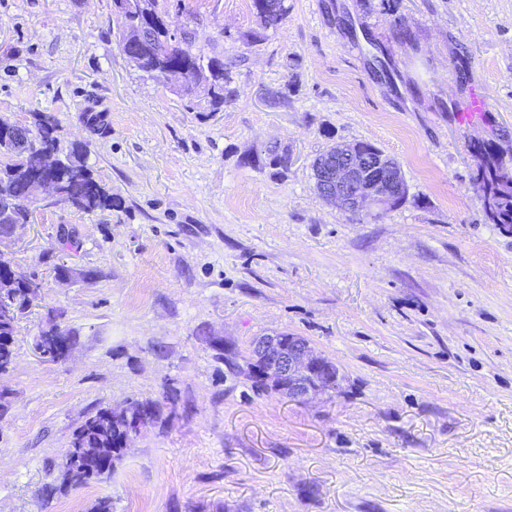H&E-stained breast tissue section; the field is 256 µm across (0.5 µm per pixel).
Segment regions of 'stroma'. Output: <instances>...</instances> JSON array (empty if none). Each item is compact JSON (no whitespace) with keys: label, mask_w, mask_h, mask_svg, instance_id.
<instances>
[{"label":"stroma","mask_w":512,"mask_h":512,"mask_svg":"<svg viewBox=\"0 0 512 512\" xmlns=\"http://www.w3.org/2000/svg\"><path fill=\"white\" fill-rule=\"evenodd\" d=\"M286 4L266 29L252 0H165L224 59L216 111L128 61L112 0H0V119L54 114L121 202L40 209L4 249L41 290L0 374V512H512V233L474 186L480 146L512 165V0ZM337 141L394 157L406 201H324L310 163ZM52 325L57 363L34 351ZM275 333L339 389L256 392L245 358ZM133 400L162 425L46 496L74 430Z\"/></svg>","instance_id":"stroma-1"}]
</instances>
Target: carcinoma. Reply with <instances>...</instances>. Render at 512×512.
<instances>
[{
  "mask_svg": "<svg viewBox=\"0 0 512 512\" xmlns=\"http://www.w3.org/2000/svg\"><path fill=\"white\" fill-rule=\"evenodd\" d=\"M255 13L262 19L266 29L276 28L288 16L285 0H279V8L273 13L260 9V0H252ZM118 23V44L136 34L144 27L142 40L134 48H128L139 56L140 69L152 76L170 67L182 69L186 85L205 83L209 86L210 103L213 110H219L227 100L224 82V59L204 56L192 50V31L180 35L170 32L165 23V11L159 7V0H121L115 12ZM14 146L0 152V209L8 211V223H0V233H5L12 224H29L33 211L28 202V187L33 177L45 172L46 154L60 152L56 136L57 121L51 114H42L37 131L42 135L39 146L27 147L23 140L29 130L23 126L10 125ZM483 164L475 177V187L482 197H491V203L484 207L489 221L506 232H512V168L490 148H481ZM84 145H74L65 159L68 168L52 174L59 201L84 213L110 211L117 206V200L93 175L86 161ZM14 298L17 314L24 313L36 296L27 291V286L15 284L8 289ZM13 329L0 324V372H6L14 361ZM109 408L98 410L85 420L73 433L70 447L82 448L88 455L102 452L108 457L107 465L89 474H78L68 462H63L59 489L87 485L112 471L114 463L125 451L123 434L126 426L123 419L110 418Z\"/></svg>",
  "mask_w": 512,
  "mask_h": 512,
  "instance_id": "obj_1",
  "label": "carcinoma"
}]
</instances>
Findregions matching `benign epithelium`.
<instances>
[{
	"mask_svg": "<svg viewBox=\"0 0 512 512\" xmlns=\"http://www.w3.org/2000/svg\"><path fill=\"white\" fill-rule=\"evenodd\" d=\"M374 153V148L361 143L338 142L318 156L312 171L319 193L357 216L376 217L402 204L408 187L400 164ZM248 375L258 383L275 385L292 400L305 401L336 386L339 370L315 354L305 339L278 334L253 342Z\"/></svg>",
	"mask_w": 512,
	"mask_h": 512,
	"instance_id": "benign-epithelium-1",
	"label": "benign epithelium"
}]
</instances>
